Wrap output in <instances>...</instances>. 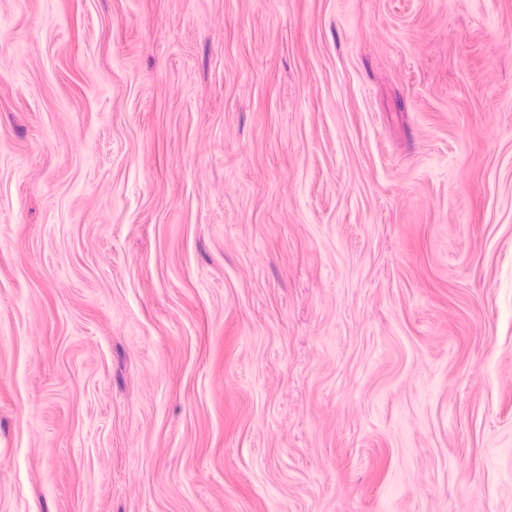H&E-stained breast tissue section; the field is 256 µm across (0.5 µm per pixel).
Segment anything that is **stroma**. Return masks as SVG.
<instances>
[{
  "instance_id": "1",
  "label": "stroma",
  "mask_w": 512,
  "mask_h": 512,
  "mask_svg": "<svg viewBox=\"0 0 512 512\" xmlns=\"http://www.w3.org/2000/svg\"><path fill=\"white\" fill-rule=\"evenodd\" d=\"M0 512H512V0H0Z\"/></svg>"
}]
</instances>
